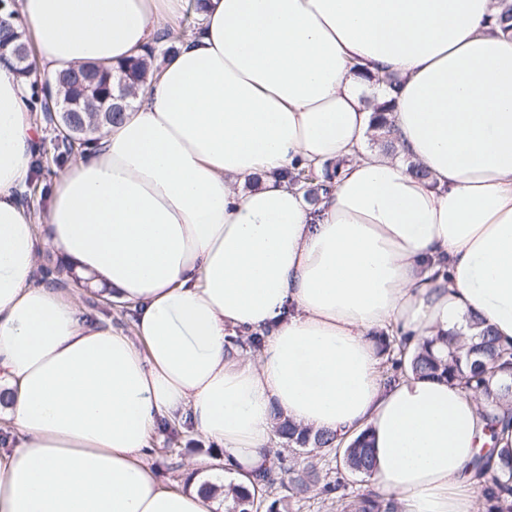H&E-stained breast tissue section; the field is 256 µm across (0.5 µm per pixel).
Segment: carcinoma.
Listing matches in <instances>:
<instances>
[{"instance_id": "cac0c4a2", "label": "carcinoma", "mask_w": 512, "mask_h": 512, "mask_svg": "<svg viewBox=\"0 0 512 512\" xmlns=\"http://www.w3.org/2000/svg\"><path fill=\"white\" fill-rule=\"evenodd\" d=\"M176 49V36L172 31L164 32L157 38L149 55H165ZM98 78L100 91L98 98L85 96V77ZM148 78L147 63L144 59L134 60L121 67L119 74L103 67H81L59 74L55 80V96L72 105L76 118H85L91 110L100 113L101 123L112 125L120 121L123 112L112 113L105 119L111 100L107 98V86L122 87L127 95L143 85ZM392 111L385 102L374 108L378 128L382 130L381 145L387 150L396 149L394 128L387 122L385 113ZM340 164H326L323 168L324 182L313 184L317 175L310 167L287 172L289 180L307 185L311 201H318L319 191H327L328 183L337 177ZM379 351L387 355L391 362L386 376L395 377L411 371L425 378L444 379L450 384H458L463 389L484 396L491 409L484 410L485 421L482 447L477 449L471 461V469L479 478L478 493L484 505V512H512V445H501L500 432L512 426V346L503 344L492 334L490 328L481 329L470 342L449 347L448 356H436L428 345L412 355H407L402 342L388 336L377 341ZM274 432L280 443L295 449L308 448L323 455L333 452L339 468L336 480L329 481L321 474L318 462L309 460L299 473L293 468H285L281 459L270 462L265 470L251 475L249 484L238 488L231 502L225 504L224 512H288L289 500L304 495L314 489L329 497L336 495L341 512H397L396 504L384 500L374 491L344 499L340 494L345 487L341 472L357 477L370 478L374 472L371 441L367 432H360L347 446L336 442V434L300 429L274 412ZM282 488L287 494L276 497L275 490Z\"/></svg>"}]
</instances>
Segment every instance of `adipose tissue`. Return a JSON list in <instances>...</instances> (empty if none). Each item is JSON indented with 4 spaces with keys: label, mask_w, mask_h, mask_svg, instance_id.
<instances>
[{
    "label": "adipose tissue",
    "mask_w": 512,
    "mask_h": 512,
    "mask_svg": "<svg viewBox=\"0 0 512 512\" xmlns=\"http://www.w3.org/2000/svg\"><path fill=\"white\" fill-rule=\"evenodd\" d=\"M33 75L119 70L188 0H18ZM497 0H203L123 122L59 175L40 217L18 191L38 125L0 61V512H216L269 462L273 414L350 440L402 512H479L466 466L481 402L385 382L377 337L512 342V29ZM392 102L395 153L369 149ZM342 162L309 203L285 172ZM428 179L412 175L409 164ZM125 301L132 333L38 282V253ZM264 332L256 356L230 337ZM224 450L164 488L162 421Z\"/></svg>",
    "instance_id": "1"
}]
</instances>
